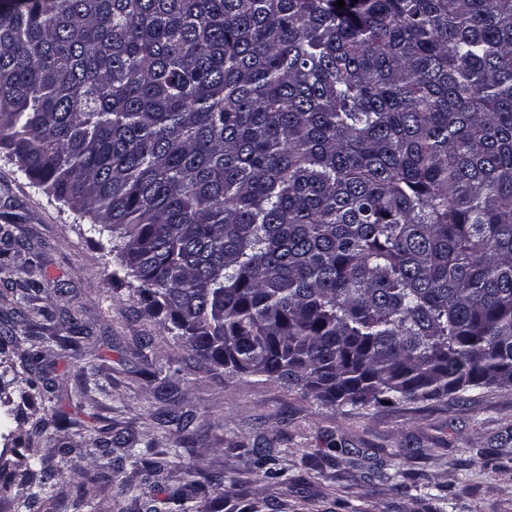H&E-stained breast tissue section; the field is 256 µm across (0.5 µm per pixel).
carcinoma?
I'll return each mask as SVG.
<instances>
[{
  "label": "carcinoma",
  "mask_w": 512,
  "mask_h": 512,
  "mask_svg": "<svg viewBox=\"0 0 512 512\" xmlns=\"http://www.w3.org/2000/svg\"><path fill=\"white\" fill-rule=\"evenodd\" d=\"M2 149L228 376L512 388V0H0ZM16 456L0 492L98 480Z\"/></svg>",
  "instance_id": "cac0c4a2"
}]
</instances>
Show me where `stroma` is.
I'll use <instances>...</instances> for the list:
<instances>
[{
  "label": "stroma",
  "instance_id": "stroma-1",
  "mask_svg": "<svg viewBox=\"0 0 512 512\" xmlns=\"http://www.w3.org/2000/svg\"><path fill=\"white\" fill-rule=\"evenodd\" d=\"M0 459L19 433L62 469L111 473L90 497H52L15 483L0 512L32 496L56 512H145L143 459L167 461L155 501L201 468L223 478L201 512H512V389H473L420 404L332 406L260 376L199 364L163 316L150 314L112 254L111 232L31 182L0 153ZM39 292L25 293L29 281ZM50 307L51 319L39 315ZM42 336L48 387L30 388L21 362ZM81 331L79 351L61 337ZM66 412L73 425L56 423ZM189 453H180L184 438ZM278 470L264 477L254 449ZM408 483L401 492L399 483Z\"/></svg>",
  "mask_w": 512,
  "mask_h": 512
}]
</instances>
